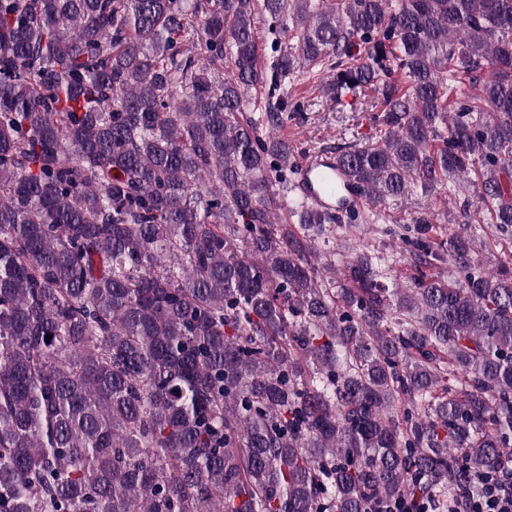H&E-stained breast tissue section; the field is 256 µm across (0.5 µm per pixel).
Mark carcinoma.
<instances>
[{
    "label": "carcinoma",
    "mask_w": 512,
    "mask_h": 512,
    "mask_svg": "<svg viewBox=\"0 0 512 512\" xmlns=\"http://www.w3.org/2000/svg\"><path fill=\"white\" fill-rule=\"evenodd\" d=\"M320 76L375 93L373 205L512 236V0H0V512H445L512 454V268L425 216L409 285L318 252Z\"/></svg>",
    "instance_id": "obj_1"
}]
</instances>
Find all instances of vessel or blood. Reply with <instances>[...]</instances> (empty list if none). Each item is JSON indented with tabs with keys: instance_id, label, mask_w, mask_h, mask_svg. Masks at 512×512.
<instances>
[{
	"instance_id": "vessel-or-blood-1",
	"label": "vessel or blood",
	"mask_w": 512,
	"mask_h": 512,
	"mask_svg": "<svg viewBox=\"0 0 512 512\" xmlns=\"http://www.w3.org/2000/svg\"><path fill=\"white\" fill-rule=\"evenodd\" d=\"M297 185L316 208L335 211L337 206L357 211L367 202L364 192L348 189L333 156L319 153L303 159L297 171Z\"/></svg>"
}]
</instances>
